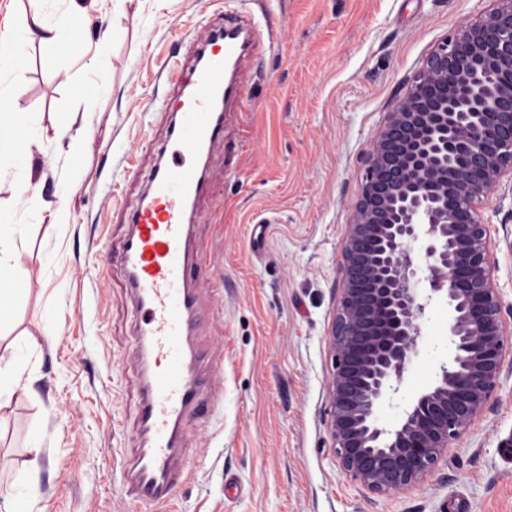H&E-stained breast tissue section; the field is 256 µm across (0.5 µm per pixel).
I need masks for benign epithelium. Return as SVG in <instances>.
Instances as JSON below:
<instances>
[{
	"label": "benign epithelium",
	"mask_w": 512,
	"mask_h": 512,
	"mask_svg": "<svg viewBox=\"0 0 512 512\" xmlns=\"http://www.w3.org/2000/svg\"><path fill=\"white\" fill-rule=\"evenodd\" d=\"M444 37L386 113L343 240L330 336L333 450L378 495L428 475L501 384L512 331L501 318L487 225L474 202L512 176V0ZM424 247L430 292L448 303V365L386 430L377 413L421 334L413 288Z\"/></svg>",
	"instance_id": "benign-epithelium-1"
}]
</instances>
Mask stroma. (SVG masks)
Instances as JSON below:
<instances>
[{"label":"stroma","instance_id":"1","mask_svg":"<svg viewBox=\"0 0 512 512\" xmlns=\"http://www.w3.org/2000/svg\"><path fill=\"white\" fill-rule=\"evenodd\" d=\"M225 0H140L111 39L110 4L76 18L85 54L28 44L18 104L40 125L81 119L92 97L100 123L77 152L51 142L55 168L39 197L41 219L23 240L24 275L10 317L38 334L28 395L0 408V484L37 469L38 512H150L111 474L135 445L139 376L132 361L135 316L119 267L96 275L94 256L118 248L127 227L103 203L147 189L166 125L148 112L162 96L160 68L171 48L200 33L202 17ZM493 0H236L269 20L275 44H254L242 64L243 111L226 115L211 157L224 221L200 224L194 246L206 262L200 341L224 359V403L197 439L168 512H512V364L482 416L452 440L435 469L392 495L368 492L336 464L327 389L333 354L339 258L364 174V153L392 104L437 44ZM148 138L152 149L139 148ZM140 172L126 181L124 163ZM72 184L68 223L46 216L56 188ZM476 211L489 227L501 317L512 326V180L502 179ZM266 247L253 254V225ZM57 256L44 272L47 255ZM414 286L426 304L418 347L399 392L378 412L389 428L448 360V305L430 291L418 254ZM58 310L56 321L46 307ZM38 455L24 453L32 432Z\"/></svg>","mask_w":512,"mask_h":512}]
</instances>
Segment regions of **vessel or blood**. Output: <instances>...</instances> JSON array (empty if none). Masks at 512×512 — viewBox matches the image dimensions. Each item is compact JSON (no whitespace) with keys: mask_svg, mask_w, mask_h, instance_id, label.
<instances>
[{"mask_svg":"<svg viewBox=\"0 0 512 512\" xmlns=\"http://www.w3.org/2000/svg\"><path fill=\"white\" fill-rule=\"evenodd\" d=\"M202 36L181 43L167 76L168 164L155 165L149 188L133 208L120 246V268L134 298L140 378L137 446L126 454L121 479L127 496L154 507L176 498L193 433L209 429L204 390L223 373L205 363L195 343L203 265L193 245L196 224L212 219L208 158L224 139L227 104L243 105L238 75L257 29L251 16L223 12L202 20Z\"/></svg>","mask_w":512,"mask_h":512,"instance_id":"b4317fda","label":"vessel or blood"}]
</instances>
